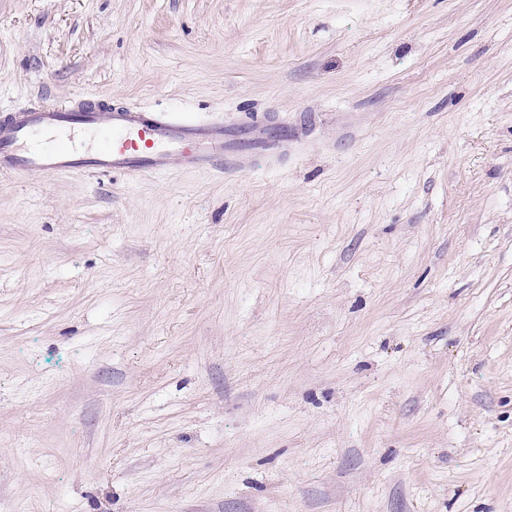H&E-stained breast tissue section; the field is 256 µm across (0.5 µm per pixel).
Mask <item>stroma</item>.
I'll list each match as a JSON object with an SVG mask.
<instances>
[{"label": "stroma", "mask_w": 512, "mask_h": 512, "mask_svg": "<svg viewBox=\"0 0 512 512\" xmlns=\"http://www.w3.org/2000/svg\"><path fill=\"white\" fill-rule=\"evenodd\" d=\"M38 95L305 131L0 175V512H512V0H0Z\"/></svg>", "instance_id": "1"}]
</instances>
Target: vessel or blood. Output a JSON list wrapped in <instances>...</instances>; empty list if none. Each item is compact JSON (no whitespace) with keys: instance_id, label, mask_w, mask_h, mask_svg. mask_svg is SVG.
Returning a JSON list of instances; mask_svg holds the SVG:
<instances>
[{"instance_id":"1","label":"vessel or blood","mask_w":512,"mask_h":512,"mask_svg":"<svg viewBox=\"0 0 512 512\" xmlns=\"http://www.w3.org/2000/svg\"><path fill=\"white\" fill-rule=\"evenodd\" d=\"M251 146L218 117L157 112L85 98L35 99L0 112V174L168 175L173 167L242 170Z\"/></svg>"}]
</instances>
